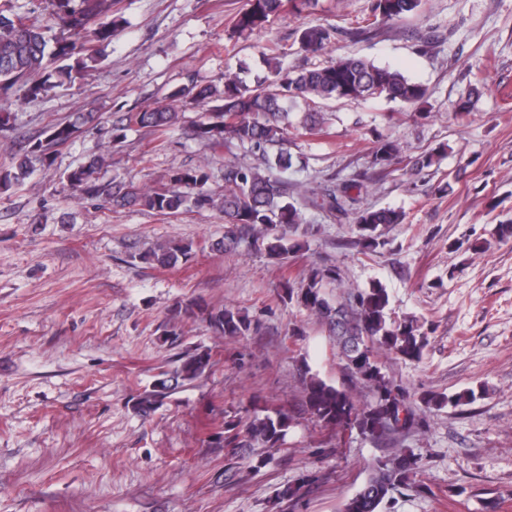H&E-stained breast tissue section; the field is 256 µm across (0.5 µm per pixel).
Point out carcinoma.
<instances>
[{
	"label": "carcinoma",
	"instance_id": "1",
	"mask_svg": "<svg viewBox=\"0 0 512 512\" xmlns=\"http://www.w3.org/2000/svg\"><path fill=\"white\" fill-rule=\"evenodd\" d=\"M114 0H52L53 16L83 40L67 41L49 38L51 27L41 20L18 14L13 0H0V91L16 84H26L36 96L62 80L89 68L96 61L89 44H105L120 26L112 17ZM317 0H248V7L237 13L232 31L241 35L251 32L289 7L298 13L312 10ZM423 0H373L371 16L355 22L345 30L357 41L369 36L380 23H393L421 10ZM338 34L331 25H310L297 31V41L310 54L322 53ZM271 76L248 84L237 74L224 76L223 89L211 86L181 87L171 97L191 98L197 104L213 103L192 126V135L212 149L232 151L243 147L257 154L263 167L227 165L224 167V239L217 246L226 253L234 251L244 239L268 255L280 257L299 249L302 244L290 238L303 223L301 209L309 206L339 224H355L356 244L364 254L385 245L384 226L400 224L403 216L392 209L362 208L359 197L362 180L352 178L336 183L332 180L307 190L296 199L288 195V183L272 171H286L293 166L288 148L290 136L317 135L325 130V113L319 104L327 101H352L383 98L406 109L423 102L428 88L408 78L403 72L378 66L356 55H346L321 67L291 68L284 66L287 48L279 43L262 51ZM303 101L307 110L293 120L290 105ZM92 119L79 114L68 122L55 123L44 131L45 139L28 142L24 154L12 167L0 171V191L6 192L29 173L32 159L52 162L50 147L69 142L82 125ZM128 120L156 131H165L179 122V113L166 110L136 112ZM398 145L381 137L373 151L372 167L382 174L399 157ZM106 162L103 154L88 164L71 171L67 181L91 197L115 198L123 205L175 215L188 208L204 209L214 203L204 190L209 174L203 167L174 174L172 186L161 191L122 190L120 186L99 182V171ZM192 244L173 242L152 252L148 259L162 267H174L190 259ZM337 281L334 267H314L305 287L296 294L300 306L324 323L336 336L340 355L346 363L349 380L363 384L373 392L372 400L357 404L347 387L329 385L310 376L305 380V410L316 420L342 430L357 431L373 442H386L420 424L416 410L407 403L404 392L393 385L374 360V349L385 348L409 359L420 358L427 343L415 319L398 324L387 322L389 296L375 283L371 288L330 302L323 288ZM184 314L205 322L218 336H244L252 321L232 308L187 306ZM210 365L206 352L187 353L179 359L173 372L162 373L152 389L144 392L133 406L147 414L177 388L201 378ZM474 391L443 395L426 393L420 401L427 409L457 407L474 400ZM291 418L277 413L250 421L245 427L224 423V447L244 448L254 443L276 448L284 439ZM419 468V458L399 452L390 458H379L361 487L342 504L341 512H383L393 494L411 487Z\"/></svg>",
	"mask_w": 512,
	"mask_h": 512
}]
</instances>
